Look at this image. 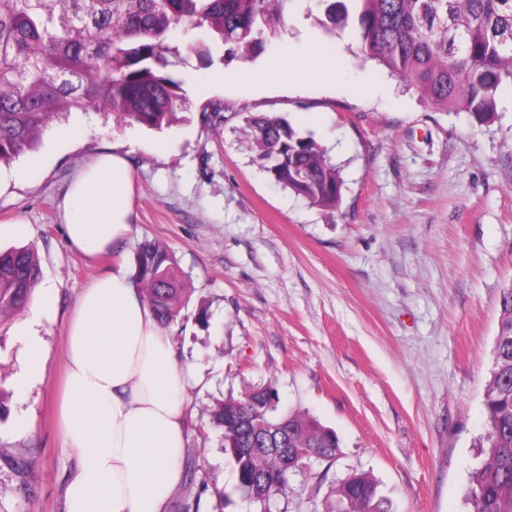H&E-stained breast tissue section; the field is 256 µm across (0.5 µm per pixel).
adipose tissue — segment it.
<instances>
[{
  "label": "adipose tissue",
  "instance_id": "ef3b65f1",
  "mask_svg": "<svg viewBox=\"0 0 512 512\" xmlns=\"http://www.w3.org/2000/svg\"><path fill=\"white\" fill-rule=\"evenodd\" d=\"M300 83H329L335 59L311 64L289 55L287 69L269 66L248 80L282 72ZM134 180L127 152H99L73 178L58 204L66 241L95 258L118 248L134 222ZM46 286L33 294L22 330L25 361L16 378L27 393L43 371L48 348L37 327ZM189 370L143 298L133 268L120 264L95 278L68 318L59 426L74 459L63 512H167L182 481L186 444L183 391Z\"/></svg>",
  "mask_w": 512,
  "mask_h": 512
}]
</instances>
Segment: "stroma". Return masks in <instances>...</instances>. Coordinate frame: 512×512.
Returning a JSON list of instances; mask_svg holds the SVG:
<instances>
[{
  "instance_id": "35a3bbf8",
  "label": "stroma",
  "mask_w": 512,
  "mask_h": 512,
  "mask_svg": "<svg viewBox=\"0 0 512 512\" xmlns=\"http://www.w3.org/2000/svg\"><path fill=\"white\" fill-rule=\"evenodd\" d=\"M316 0H292L278 35L254 59L209 69L248 72L296 54L336 57L332 85L228 83L199 91L207 67L189 49L201 31L173 38V75L188 99L160 131L94 112L47 128L16 166L25 182H0V248L35 245L54 298L40 334L41 379L15 389L21 325H0V455L23 458L35 486L0 463V512H62L71 458L58 432L65 324L81 290L138 243L166 247L186 293L168 334L194 368L185 390L186 462L224 491L222 512H261L236 490L237 473L212 411L229 396L273 384L277 411H308L335 431L334 460L291 479L271 512H322L352 474L378 484L392 512H469L475 441L485 431L483 393L498 329L499 293L512 278V107L493 124L427 105L349 33L321 29ZM366 77L377 92L350 91ZM221 104L218 112L208 111ZM278 115L311 134L344 180L338 210L309 205L253 160L246 119ZM164 140L165 154L151 145ZM135 173L133 231L118 251L90 260L66 243L56 204L80 166L112 146Z\"/></svg>"
}]
</instances>
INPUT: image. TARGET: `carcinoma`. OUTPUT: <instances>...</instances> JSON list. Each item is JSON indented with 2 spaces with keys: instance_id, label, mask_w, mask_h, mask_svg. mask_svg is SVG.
Masks as SVG:
<instances>
[{
  "instance_id": "cac0c4a2",
  "label": "carcinoma",
  "mask_w": 512,
  "mask_h": 512,
  "mask_svg": "<svg viewBox=\"0 0 512 512\" xmlns=\"http://www.w3.org/2000/svg\"><path fill=\"white\" fill-rule=\"evenodd\" d=\"M292 0H0V164L34 150L51 123L73 111L99 112L160 130L186 103L174 32L195 29L199 59L261 54L278 34ZM327 33L350 30L362 53L415 90L430 106L466 112L478 124L497 115L512 90V0H317ZM257 164L310 205L336 209L340 169L312 137L273 115L247 119ZM135 281L159 324L184 307L168 251L145 240L133 254ZM41 279L32 245L0 251V322L23 311ZM483 405L481 460L470 475V512H512V279L500 289L498 331ZM276 390L258 386L229 396L213 413L224 431L240 496L266 509L309 461L332 460L336 433L307 411L276 413ZM188 506L200 512L224 491L196 472L186 476ZM323 512H391L378 485L353 475L327 497Z\"/></svg>"
}]
</instances>
